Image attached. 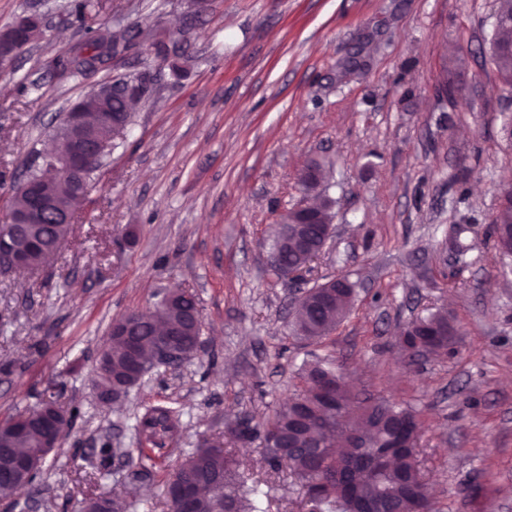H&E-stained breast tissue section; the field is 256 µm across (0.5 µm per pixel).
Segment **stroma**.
<instances>
[{
    "mask_svg": "<svg viewBox=\"0 0 512 512\" xmlns=\"http://www.w3.org/2000/svg\"><path fill=\"white\" fill-rule=\"evenodd\" d=\"M71 4L0 0V29L26 14L46 27L0 68V218L31 147L72 103L147 65L157 82L59 256L37 277L0 274V419L54 384L82 412L32 487L39 512H80L93 491L152 512L163 487L137 476L132 423L159 401L182 414L171 459L223 439L234 468L266 482L271 512H310L288 469L265 468L262 441L229 430L271 417L315 359L361 398L419 412L440 512H512V257L493 226L512 181V90L490 56L497 0H100L82 23ZM131 26L178 31L185 75L142 47L60 75L57 59L88 29ZM359 43L365 69H344ZM448 82L450 103L438 96ZM313 160L333 236L289 282L266 257ZM337 276L354 285L351 314L320 341L298 339L293 297ZM181 288L199 303L200 350L100 403L91 380L113 320ZM436 311L457 330L451 350L404 356L401 332ZM106 441L122 456L99 479Z\"/></svg>",
    "mask_w": 512,
    "mask_h": 512,
    "instance_id": "obj_1",
    "label": "stroma"
}]
</instances>
